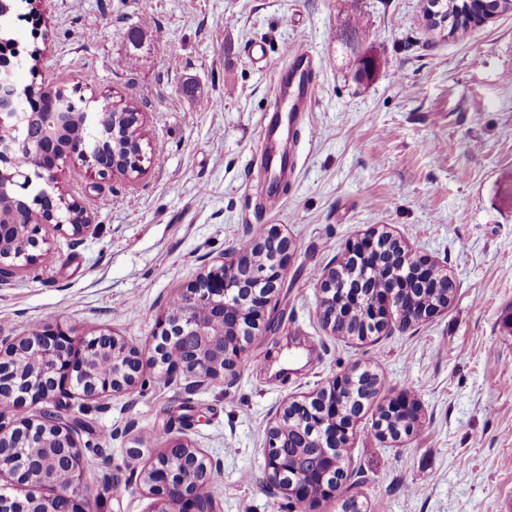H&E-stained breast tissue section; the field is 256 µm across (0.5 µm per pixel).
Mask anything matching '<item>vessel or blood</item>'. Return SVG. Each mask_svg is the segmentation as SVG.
I'll use <instances>...</instances> for the list:
<instances>
[{"instance_id":"obj_1","label":"vessel or blood","mask_w":512,"mask_h":512,"mask_svg":"<svg viewBox=\"0 0 512 512\" xmlns=\"http://www.w3.org/2000/svg\"><path fill=\"white\" fill-rule=\"evenodd\" d=\"M295 85L294 99L285 110H274L260 128L258 153L261 159V178L254 186L257 194H266L271 185L282 178L292 163L280 149L279 131L284 124L294 123L298 112L312 104L315 89L316 65L312 55L304 49L295 51L288 62Z\"/></svg>"}]
</instances>
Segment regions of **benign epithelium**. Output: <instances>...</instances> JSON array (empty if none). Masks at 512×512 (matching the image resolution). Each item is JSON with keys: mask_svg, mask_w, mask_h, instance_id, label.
Segmentation results:
<instances>
[{"mask_svg": "<svg viewBox=\"0 0 512 512\" xmlns=\"http://www.w3.org/2000/svg\"><path fill=\"white\" fill-rule=\"evenodd\" d=\"M46 112H17L11 63L0 64V194L13 196L16 204L0 209V286L7 285L20 269L36 264L33 251L46 225L69 227L71 236L92 230L87 209L55 195L57 173L64 160L76 155L104 177H127L142 169L143 154L138 137L136 112H108L107 107L85 106L64 94H47L34 102ZM112 119V141L124 145L107 151L62 144L66 127L87 121L104 124ZM254 244L266 255L259 272L251 269V254L237 249L211 261L199 279L176 297L177 308L167 309L159 321L155 344L145 350L123 339L101 334L80 341L60 326L40 325L26 331L5 350H0V406L38 410L33 417L9 418L0 411V512H89L82 472L83 449L76 438L79 424L61 412L62 398L73 389L87 397L123 393L137 387L143 364L162 366L165 373L179 371L190 378L189 386L203 388L233 370L256 332L274 327L273 301L286 275L290 241L269 231ZM390 250L391 268L385 281L396 278V270L423 284L437 276L436 266L395 240L386 241L372 232L347 244L354 261L366 262ZM319 288L320 309L336 304V295L347 296L351 285L341 270L323 273ZM363 319L382 330L388 317H403L399 288H372L355 295ZM349 375L338 376L316 393L285 401L278 419L268 427L267 480L304 512H317L319 505L336 497V483H320L288 475L292 448L286 422L297 410L317 416L319 447L349 441L359 411H347L342 393L349 389ZM419 401L407 392L391 397L378 407V418L401 417V433L409 435L421 417ZM217 464L206 458L187 439L168 444L140 482L156 500L154 512H215L214 502H205L200 490L208 486ZM29 487L52 490L37 496Z\"/></svg>", "mask_w": 512, "mask_h": 512, "instance_id": "obj_1", "label": "benign epithelium"}]
</instances>
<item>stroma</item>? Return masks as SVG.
I'll return each instance as SVG.
<instances>
[{"mask_svg":"<svg viewBox=\"0 0 512 512\" xmlns=\"http://www.w3.org/2000/svg\"><path fill=\"white\" fill-rule=\"evenodd\" d=\"M361 5L378 64L368 81L335 35L344 0H16L20 48L40 51L22 84L135 107L144 161L127 179L63 164L59 191L94 228L77 241L42 229L36 272L0 286V346L36 323L148 349L204 256L270 228L292 243L274 329L223 379L192 390L147 363L133 392L72 391L65 416L80 425L94 512H151L139 475L173 437L220 461L217 512H300L266 481L267 429L286 399L358 366L384 383L319 512L350 498L362 512H512V11L446 36L424 0ZM300 48L319 64L315 95L287 144L293 175L262 200L260 121ZM374 231L433 260L455 296L363 341L331 334L317 279ZM401 391L421 423L380 439L377 405ZM108 475L121 494L103 489Z\"/></svg>","mask_w":512,"mask_h":512,"instance_id":"1","label":"stroma"}]
</instances>
